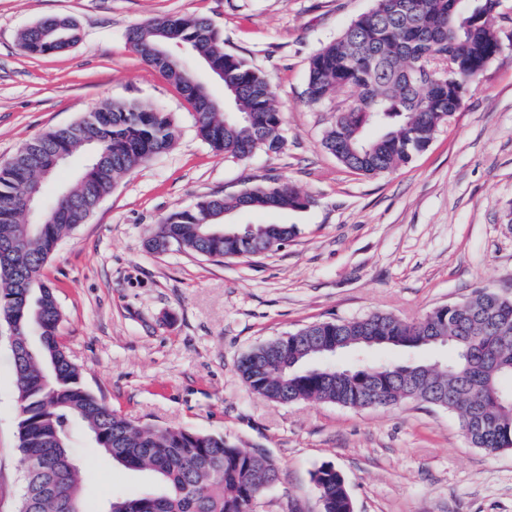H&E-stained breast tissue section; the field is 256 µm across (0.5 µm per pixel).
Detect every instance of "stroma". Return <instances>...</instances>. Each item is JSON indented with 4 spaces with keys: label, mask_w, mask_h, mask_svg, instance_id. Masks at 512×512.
<instances>
[{
    "label": "stroma",
    "mask_w": 512,
    "mask_h": 512,
    "mask_svg": "<svg viewBox=\"0 0 512 512\" xmlns=\"http://www.w3.org/2000/svg\"><path fill=\"white\" fill-rule=\"evenodd\" d=\"M373 0H0V165L26 140L113 101L172 115L167 152L119 177L44 270L62 312L60 338L85 387L127 417L219 434L267 449L277 481L256 512H321L312 480L330 464L354 512H512V450L473 447L457 416L407 401L349 408L277 404L252 393L238 362L258 345L321 320L373 312L405 320L490 288L512 296V46L428 148L395 172L363 176L322 146L336 115L305 101L310 57ZM208 18L226 51L269 75L285 114L284 146L237 160L198 133L189 103L127 40L150 18ZM51 16L79 42L27 54L19 34ZM311 198L300 211L233 215L294 224L278 251L205 259L148 252L149 229L205 196L257 178ZM7 340H0V512H16L24 464ZM71 453L89 512L113 495L157 491L152 475L112 463L88 441Z\"/></svg>",
    "instance_id": "1"
}]
</instances>
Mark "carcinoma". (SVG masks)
Returning a JSON list of instances; mask_svg holds the SVG:
<instances>
[{
	"mask_svg": "<svg viewBox=\"0 0 512 512\" xmlns=\"http://www.w3.org/2000/svg\"><path fill=\"white\" fill-rule=\"evenodd\" d=\"M503 0H374L336 39L309 60L306 100L336 103V120L323 147L345 168L365 176L389 173L425 150L448 123L485 70L504 48ZM47 18L20 33L30 55L43 49ZM128 40L141 59L171 81L190 104L199 136L214 150L244 160L257 151L277 153L284 116L269 79L245 58L224 50V38L210 20L166 16L133 26ZM181 43L185 51L224 72V94L248 121L225 120L211 92L192 91L195 78L183 53L159 60L154 47ZM25 142L19 163L0 166V324L14 326L37 343L12 356L18 423L25 470L16 512H86L80 469L59 477L56 460L71 455L76 431L125 468L154 475L159 491L114 495L104 512H251L275 483L278 468L268 453L240 448L222 435L178 426L140 424L121 415L85 388L59 337L62 313L43 271L60 241L85 223L110 193L116 179L170 149L176 138L172 116L138 103L118 102ZM106 153L108 165L88 164L69 189L60 218L38 227L25 222L22 200L36 184L35 168L55 150L79 142ZM311 200L287 183L264 179L243 193L200 199L175 210L149 231L148 250L159 238L207 259L255 256L245 240L213 237L215 225L239 211H288ZM266 252L297 234L292 224H267ZM512 297L481 288L458 309L426 313L414 320L372 313L352 320L318 321L261 344L238 363L254 393L276 403L319 400L343 407H393L423 402L457 415L460 423L486 421L493 427L467 429L470 443L487 452L512 450ZM425 336L452 351L447 369L426 363L362 361V369L336 380L329 348L404 349L428 346ZM316 490L322 512H353L340 472L318 469Z\"/></svg>",
	"mask_w": 512,
	"mask_h": 512,
	"instance_id": "carcinoma-1",
	"label": "carcinoma"
}]
</instances>
